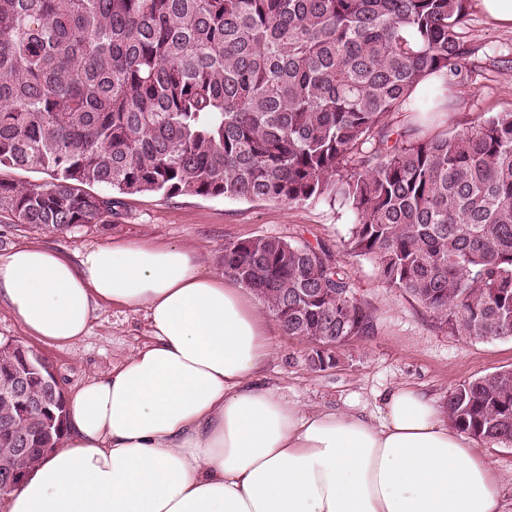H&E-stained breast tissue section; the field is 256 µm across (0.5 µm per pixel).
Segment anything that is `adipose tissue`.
<instances>
[{
  "label": "adipose tissue",
  "instance_id": "1",
  "mask_svg": "<svg viewBox=\"0 0 512 512\" xmlns=\"http://www.w3.org/2000/svg\"><path fill=\"white\" fill-rule=\"evenodd\" d=\"M103 305L143 312L151 340L68 393L58 447L0 512H505L500 474L433 396L309 412L263 384L267 320L187 248L0 254V307L28 336L73 344Z\"/></svg>",
  "mask_w": 512,
  "mask_h": 512
}]
</instances>
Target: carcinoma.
Masks as SVG:
<instances>
[{
    "label": "carcinoma",
    "mask_w": 512,
    "mask_h": 512,
    "mask_svg": "<svg viewBox=\"0 0 512 512\" xmlns=\"http://www.w3.org/2000/svg\"><path fill=\"white\" fill-rule=\"evenodd\" d=\"M471 0H0V217L45 233L110 224L121 195L224 197L353 216L345 255L436 326L512 338V112L440 125L431 74L465 82ZM224 274L289 336L369 335L329 245L224 243ZM22 416L0 389V452L53 448L65 399ZM450 421L512 442V369L458 385Z\"/></svg>",
    "instance_id": "obj_1"
}]
</instances>
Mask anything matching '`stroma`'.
Segmentation results:
<instances>
[{
    "label": "stroma",
    "mask_w": 512,
    "mask_h": 512,
    "mask_svg": "<svg viewBox=\"0 0 512 512\" xmlns=\"http://www.w3.org/2000/svg\"><path fill=\"white\" fill-rule=\"evenodd\" d=\"M471 34L482 44L471 77L449 89L453 112L448 128L458 132L480 115L512 111V68L494 67L512 58V29L490 24L479 11L470 14ZM350 219L325 203L288 206L260 200L125 195L111 225L88 224L63 234L44 233L25 224L0 223V254L20 243L47 244L75 256L112 241L179 244L194 250L205 271L220 274L228 240L257 236L323 242L341 252ZM349 269L358 298L375 310L374 331L337 345L335 366L316 370L308 356L311 343L286 335L271 323L272 348L261 379L309 410L374 411L380 394L401 384L446 401L457 385L512 368V339L475 341L438 329L429 313L410 297L384 288L374 263L351 259ZM149 339L143 313L105 306L96 310L91 329L64 347L25 336L16 318L0 310V341H20L45 357L63 390L106 375L114 363Z\"/></svg>",
    "instance_id": "35a3bbf8"
}]
</instances>
